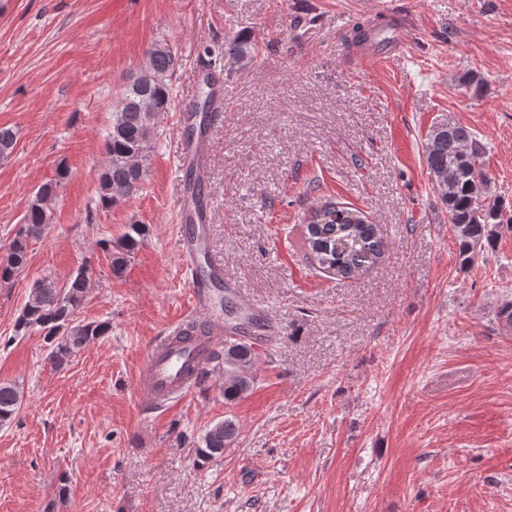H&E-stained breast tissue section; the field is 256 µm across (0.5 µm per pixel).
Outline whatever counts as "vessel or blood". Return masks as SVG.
Returning <instances> with one entry per match:
<instances>
[{
  "mask_svg": "<svg viewBox=\"0 0 512 512\" xmlns=\"http://www.w3.org/2000/svg\"><path fill=\"white\" fill-rule=\"evenodd\" d=\"M210 121L198 126L193 137L182 138L180 153L187 170L194 181H201L203 173L211 162V121L217 120V113H210ZM181 220H193L194 233L182 236L181 263L184 270H195L205 265L208 280L195 284L191 291V309L185 318L170 324L164 336L152 344L139 368L137 390L142 397L163 407L187 397L198 386L200 375L213 352L223 346L225 339L250 333L254 336H280L281 330L270 320L266 312L257 306L243 304L242 309L251 324L242 329L214 318L211 314L212 301L209 285L215 284L228 293L238 291L237 284L224 275V266L208 253L207 229L210 223V207L207 199H194L190 192H183L180 201ZM195 321L205 326V340L192 345L171 343V335L181 330L185 323Z\"/></svg>",
  "mask_w": 512,
  "mask_h": 512,
  "instance_id": "obj_1",
  "label": "vessel or blood"
}]
</instances>
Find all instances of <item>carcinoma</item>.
I'll return each instance as SVG.
<instances>
[{
    "mask_svg": "<svg viewBox=\"0 0 512 512\" xmlns=\"http://www.w3.org/2000/svg\"><path fill=\"white\" fill-rule=\"evenodd\" d=\"M149 63L136 77H128L121 97L112 111V125L105 138V163L98 176L96 207L110 209L122 199L138 192L146 175V161L159 135L161 116L169 110V77L176 66L175 55L167 45L156 44L148 50ZM214 108V91L204 79L200 102L194 111L207 113ZM424 153L432 178H448L447 189H437L448 205V221L454 227L461 264L471 265L491 245L497 228L512 227V215L488 198L493 191L492 178L485 170V142L469 128L450 121L435 126L425 144ZM54 187L46 184L32 197L23 224L6 253L0 257V284H10L27 260V243L42 235L53 222ZM305 245L319 268L351 278L378 262L385 242L374 224L361 212L331 199L321 200L304 215ZM146 226L128 225L117 243L104 241L113 276H122L134 253L143 244ZM95 284L89 265L79 267L60 282L47 277L30 289L14 326L15 335L36 329L44 333L49 359L58 367L68 363L90 341L107 335L108 321L84 322L79 319L86 294ZM258 353L244 339L224 343L219 363L224 365V399L233 400L250 390L251 370ZM22 402L21 388L0 382V426L10 423ZM235 434V424L220 421L205 431L201 455L213 459L224 453L226 442Z\"/></svg>",
    "mask_w": 512,
    "mask_h": 512,
    "instance_id": "obj_1",
    "label": "carcinoma"
}]
</instances>
